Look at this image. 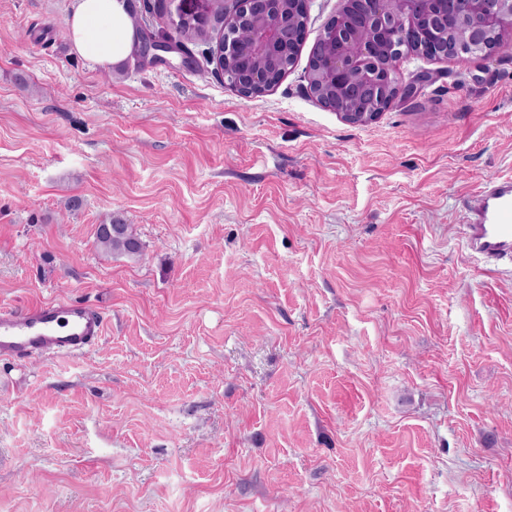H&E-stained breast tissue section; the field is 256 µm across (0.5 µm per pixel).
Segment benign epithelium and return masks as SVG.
Wrapping results in <instances>:
<instances>
[{
  "label": "benign epithelium",
  "instance_id": "7a95c632",
  "mask_svg": "<svg viewBox=\"0 0 512 512\" xmlns=\"http://www.w3.org/2000/svg\"><path fill=\"white\" fill-rule=\"evenodd\" d=\"M224 5L225 31H247L253 55L237 59L230 38L220 40L217 70L240 95L260 97L288 73L285 60L300 52L295 46L297 0H205ZM338 0V7L313 45L306 70V92L323 108L346 123L368 125L378 119L380 103L393 92L404 95L411 86L396 78L398 64L417 56L407 31L438 40L433 59L451 58L460 66L465 58L457 41L484 52L488 29L512 31V0ZM457 18L456 38L448 39L446 20Z\"/></svg>",
  "mask_w": 512,
  "mask_h": 512
}]
</instances>
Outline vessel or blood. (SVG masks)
Listing matches in <instances>:
<instances>
[{
	"instance_id": "obj_1",
	"label": "vessel or blood",
	"mask_w": 512,
	"mask_h": 512,
	"mask_svg": "<svg viewBox=\"0 0 512 512\" xmlns=\"http://www.w3.org/2000/svg\"><path fill=\"white\" fill-rule=\"evenodd\" d=\"M469 248L491 260L512 262V180L485 181L467 201ZM100 307L80 302L45 301L25 311L0 308V357L23 361L39 354L85 350L104 336Z\"/></svg>"
}]
</instances>
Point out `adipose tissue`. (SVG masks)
Masks as SVG:
<instances>
[{"instance_id": "obj_1", "label": "adipose tissue", "mask_w": 512, "mask_h": 512, "mask_svg": "<svg viewBox=\"0 0 512 512\" xmlns=\"http://www.w3.org/2000/svg\"><path fill=\"white\" fill-rule=\"evenodd\" d=\"M67 26L73 51L105 70L124 65L139 43L128 0H75Z\"/></svg>"}]
</instances>
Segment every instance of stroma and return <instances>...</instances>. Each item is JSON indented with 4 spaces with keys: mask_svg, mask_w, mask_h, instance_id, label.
Returning a JSON list of instances; mask_svg holds the SVG:
<instances>
[{
    "mask_svg": "<svg viewBox=\"0 0 512 512\" xmlns=\"http://www.w3.org/2000/svg\"><path fill=\"white\" fill-rule=\"evenodd\" d=\"M156 36L199 0H131ZM73 0H0V305H99L0 358V512H512V264L464 200L512 178V33L355 126L307 94L337 0L246 98L202 56L75 55ZM80 197L79 210L68 209ZM132 225L142 256L104 258ZM96 238L99 248L108 257H138L143 252V244L132 225L126 224L119 216L111 215L108 223L99 224ZM99 306L45 301L24 312L0 308V357L23 361L39 354L85 350L105 336Z\"/></svg>",
    "mask_w": 512,
    "mask_h": 512,
    "instance_id": "35a3bbf8",
    "label": "stroma"
}]
</instances>
